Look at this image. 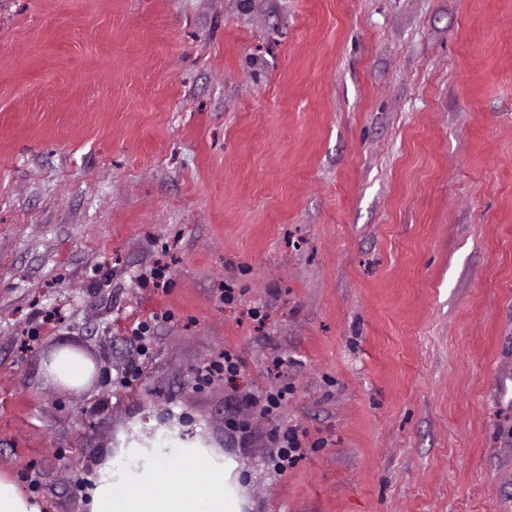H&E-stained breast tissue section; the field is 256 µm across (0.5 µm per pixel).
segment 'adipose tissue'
<instances>
[{"mask_svg":"<svg viewBox=\"0 0 512 512\" xmlns=\"http://www.w3.org/2000/svg\"><path fill=\"white\" fill-rule=\"evenodd\" d=\"M45 367L71 389L84 387L93 372L69 349L53 354ZM182 431L174 421L106 448L87 477V512H241L239 497L228 490L223 453L202 438H183Z\"/></svg>","mask_w":512,"mask_h":512,"instance_id":"adipose-tissue-1","label":"adipose tissue"}]
</instances>
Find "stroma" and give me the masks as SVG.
I'll list each match as a JSON object with an SVG mask.
<instances>
[{"label": "stroma", "instance_id": "1", "mask_svg": "<svg viewBox=\"0 0 512 512\" xmlns=\"http://www.w3.org/2000/svg\"><path fill=\"white\" fill-rule=\"evenodd\" d=\"M161 417L243 512H512V0H0V474L85 512ZM48 375L60 385L79 389L91 377L93 367L82 356L69 349H62L45 362ZM240 370V359L237 354L226 350L217 359L199 371V379L209 381L214 377L232 378ZM288 396V385L271 387L258 398L250 397L245 400V408L252 407L257 402L262 403V411L269 416H276ZM273 442L277 448L273 468L278 474L286 473L289 467L304 458L309 447L299 429L289 425L281 426L273 432Z\"/></svg>", "mask_w": 512, "mask_h": 512}]
</instances>
